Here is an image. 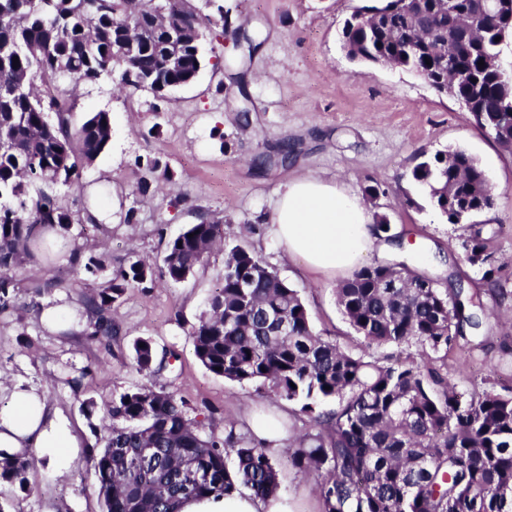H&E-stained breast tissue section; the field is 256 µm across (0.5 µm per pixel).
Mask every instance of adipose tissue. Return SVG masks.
<instances>
[{"label":"adipose tissue","mask_w":512,"mask_h":512,"mask_svg":"<svg viewBox=\"0 0 512 512\" xmlns=\"http://www.w3.org/2000/svg\"><path fill=\"white\" fill-rule=\"evenodd\" d=\"M271 232L287 254L297 255L317 272L346 276L361 257L382 248L384 234L370 222L360 199L344 187L316 176L285 180L270 218ZM0 448H31L66 472L80 444L46 394L20 384L9 388L0 407ZM181 512H289L279 496L248 492L210 495L185 501Z\"/></svg>","instance_id":"obj_1"}]
</instances>
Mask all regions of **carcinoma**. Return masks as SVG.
<instances>
[{
  "label": "carcinoma",
  "mask_w": 512,
  "mask_h": 512,
  "mask_svg": "<svg viewBox=\"0 0 512 512\" xmlns=\"http://www.w3.org/2000/svg\"><path fill=\"white\" fill-rule=\"evenodd\" d=\"M187 2L0 0V316L13 312L26 267L51 256L42 228L67 234L83 220L95 223L65 204L61 189L104 152L111 119L98 111L73 124L70 88L118 71L123 86L163 102L193 82L205 31L224 23V6L203 17ZM371 9L382 13L380 28L352 18L343 28V42L361 61L384 58L442 85L456 71L462 79L448 93L512 151V80L496 64L497 38L512 31V0H381ZM175 35L180 63L172 67ZM292 153L285 144L276 158L260 154L254 162L286 168ZM158 169L147 161L132 193H146ZM413 178L450 223L467 225L466 260L495 283L501 267L488 239L468 225L494 205L481 166L464 150L438 151L417 163ZM229 236L230 225L203 217L166 241L162 266L134 255L117 264L103 287L80 300L88 339L112 354V309L129 292L158 279L181 282L221 248L224 284L190 333L195 357L216 376L300 405L311 432L296 438L288 464L316 478L324 512H512V396H467L437 367L463 324L479 325L466 313L481 306L479 296L465 301L404 264L364 265L336 288L337 304L366 346L392 353L352 354L317 334L298 291L261 255L228 246ZM71 264L94 276L105 259L77 252ZM132 349L145 376L178 359L173 349L158 355L148 337ZM329 399L336 408L321 409ZM192 411L184 398L145 384L105 405V442L90 448L103 512H180L187 499L242 487L258 497L277 494L278 464L266 448L231 433L224 439ZM36 462L33 452L0 451V484L31 493L27 474Z\"/></svg>",
  "instance_id": "cac0c4a2"
}]
</instances>
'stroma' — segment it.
<instances>
[{
    "label": "stroma",
    "instance_id": "stroma-1",
    "mask_svg": "<svg viewBox=\"0 0 512 512\" xmlns=\"http://www.w3.org/2000/svg\"><path fill=\"white\" fill-rule=\"evenodd\" d=\"M377 2L219 0L233 26L258 34L261 42L242 73L224 66L237 53L234 35L216 32L204 41L198 77L166 102L122 88L116 76L78 87L72 122L109 112L112 137L79 183L65 192L75 209L88 203L102 213L104 226L73 225L69 238L85 252L98 249L115 260L134 254L157 265L166 238L198 217L229 224L235 243L257 252L298 290L315 331L357 354L364 342L337 305L335 280L313 274L302 258H284L269 224L285 178L313 175L343 184L363 198L370 217H386L390 225L388 253H368L365 263L404 261L442 286L480 294V325L465 328L444 374L471 393L511 392L512 352H503L501 341L512 336V151L478 129L456 98L435 92L420 77L346 56L345 20L356 8ZM244 109L249 112L245 122L240 119ZM284 141L295 146L288 168L253 165L256 155L273 153ZM456 148L478 160L495 189L493 208L479 217L489 249L503 267L494 288L465 259V226L449 223L412 178L420 154ZM140 158L158 160L168 171L159 190L143 196L132 192ZM370 185L379 188L373 200L365 196ZM130 211L136 216L132 224L126 221ZM223 272L224 253L216 250L187 281L130 292L112 311L117 335L108 357L87 340V319L77 312L81 296L106 282L108 272L39 298L31 293L33 282L24 283L15 310L0 320V381L45 391L84 447L100 442L104 432L91 427L82 401L101 407L135 385L185 397L221 436L244 433L248 418L277 406L286 432L274 455L279 492L290 512H323L315 481L301 478L288 464L289 448L309 428L298 405L213 375L194 355L190 332ZM55 305L73 309L74 315L67 325L50 329L38 313ZM139 336L151 338L158 351L178 352L171 371L149 377L132 368V344ZM82 369L88 375L77 395L61 377ZM28 482L29 495L0 485V503H10L9 512H102L90 457L78 459L63 476L37 463Z\"/></svg>",
    "mask_w": 512,
    "mask_h": 512
}]
</instances>
